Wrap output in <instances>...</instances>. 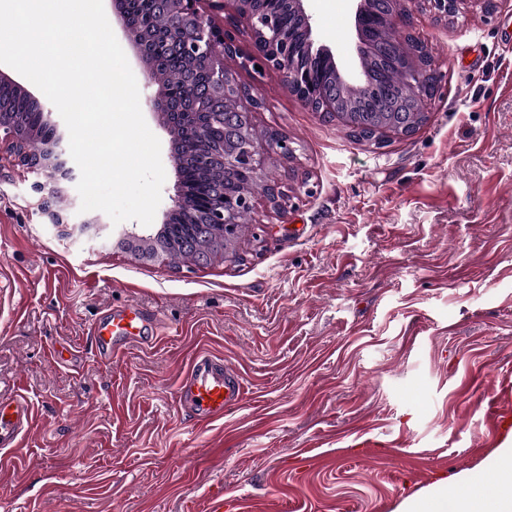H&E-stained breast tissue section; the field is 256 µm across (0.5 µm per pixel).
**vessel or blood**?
I'll return each instance as SVG.
<instances>
[{"mask_svg":"<svg viewBox=\"0 0 512 512\" xmlns=\"http://www.w3.org/2000/svg\"><path fill=\"white\" fill-rule=\"evenodd\" d=\"M147 315L136 303L106 308L90 329L101 360L109 361L131 344H145ZM244 391L239 373L222 359L205 352L194 354L182 370L175 398L182 412L200 423L223 418L225 409L239 403ZM33 423L32 408L24 394L0 400V453L17 448Z\"/></svg>","mask_w":512,"mask_h":512,"instance_id":"vessel-or-blood-1","label":"vessel or blood"}]
</instances>
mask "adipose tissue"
Segmentation results:
<instances>
[{"label": "adipose tissue", "mask_w": 512, "mask_h": 512, "mask_svg": "<svg viewBox=\"0 0 512 512\" xmlns=\"http://www.w3.org/2000/svg\"><path fill=\"white\" fill-rule=\"evenodd\" d=\"M483 467L497 474L494 487L474 493L469 475L460 472L407 496L396 512H512V439L494 449Z\"/></svg>", "instance_id": "obj_1"}]
</instances>
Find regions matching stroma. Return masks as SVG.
Returning <instances> with one entry per match:
<instances>
[{
  "label": "stroma",
  "mask_w": 512,
  "mask_h": 512,
  "mask_svg": "<svg viewBox=\"0 0 512 512\" xmlns=\"http://www.w3.org/2000/svg\"><path fill=\"white\" fill-rule=\"evenodd\" d=\"M442 75L428 122L384 146L323 121L276 70L226 60L263 103L258 128L296 149L268 165L237 255L205 267L135 259L126 230L163 225L172 138L151 225L99 239L49 223L33 174L0 161V398L35 424L0 454V512H395L442 474L497 482L492 402L512 401V0L449 24L407 0ZM316 44L361 70L351 0H309ZM126 302L160 338L101 361L87 333ZM197 352L223 357L242 401L204 425L178 409Z\"/></svg>",
  "instance_id": "35a3bbf8"
}]
</instances>
